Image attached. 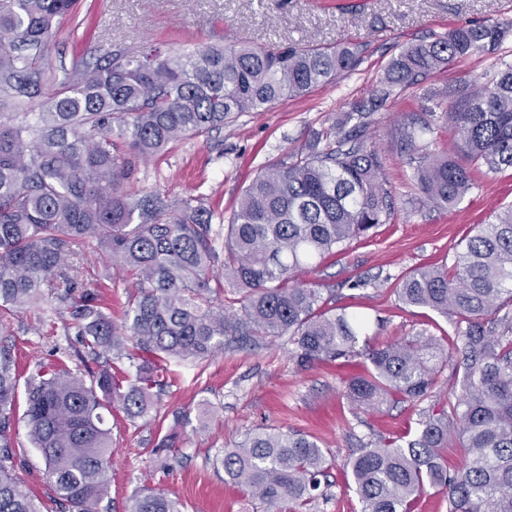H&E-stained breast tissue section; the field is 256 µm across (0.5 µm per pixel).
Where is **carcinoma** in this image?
<instances>
[{
  "instance_id": "1",
  "label": "carcinoma",
  "mask_w": 512,
  "mask_h": 512,
  "mask_svg": "<svg viewBox=\"0 0 512 512\" xmlns=\"http://www.w3.org/2000/svg\"><path fill=\"white\" fill-rule=\"evenodd\" d=\"M76 0H0V334L8 317L47 296L67 313L80 343L105 365L86 383L66 368L38 371L27 385L25 418L57 497L69 512H98L112 455L108 414L134 420L154 409L151 389L172 360H204L230 337H288L297 362L364 357L343 380L357 409L415 405L431 397L453 358L422 331L400 341L355 344L357 317L327 307L299 275L367 235L391 214L384 164L368 145L374 109L346 112L308 146L274 162L246 187L216 246L214 211L198 197L167 200L123 190L136 162L189 137L224 128L285 95L350 74L362 45L286 48L206 46L108 53L46 91L53 28ZM509 27L462 25L404 47L388 64L380 98L454 61L497 58L493 78L448 92L443 118L466 163L420 144L434 112L406 113L396 146L412 179L437 209L456 207L473 185L471 167L512 169V61L499 54ZM38 107L25 111L28 103ZM91 242L132 277L124 322L98 294L81 289L71 246ZM240 295L225 307L212 293ZM405 306L451 322L460 339L456 402L420 414L413 436L366 444L347 463L362 512H413L428 487L448 512H512V204L474 227L453 269L425 265L395 288ZM132 342L136 382L112 374ZM16 363L0 346V512H39L15 474ZM461 461L448 468V451ZM262 512H302L323 495L332 456L317 441L255 429L216 460ZM129 512H183L179 500L147 489Z\"/></svg>"
}]
</instances>
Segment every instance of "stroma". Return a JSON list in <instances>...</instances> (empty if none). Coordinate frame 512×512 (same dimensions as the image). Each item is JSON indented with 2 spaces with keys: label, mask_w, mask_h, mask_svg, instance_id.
Returning a JSON list of instances; mask_svg holds the SVG:
<instances>
[{
  "label": "stroma",
  "mask_w": 512,
  "mask_h": 512,
  "mask_svg": "<svg viewBox=\"0 0 512 512\" xmlns=\"http://www.w3.org/2000/svg\"><path fill=\"white\" fill-rule=\"evenodd\" d=\"M483 21L512 24V0H85L74 17L55 28L48 70L60 80L106 53L136 57L151 46L180 52L201 46L363 43L364 60L349 76L300 97H283L265 111L242 113L210 136L176 142L164 154L139 161L129 191L165 199L201 195L215 214L228 216L266 165L343 113L378 99L384 69L404 47ZM495 69L490 57L458 60L394 91L374 115L369 143L384 161L391 216L370 236L351 241L301 276L331 289L336 306L363 315L365 337L391 342L425 329L442 345L453 343L454 329L444 317L401 305L394 290L421 265H453L474 227L512 203V169L474 170V187L464 200L452 209H435L423 201L397 151L394 128L405 113L435 107L429 91L444 96L462 82L488 81ZM74 251L84 286L98 291L113 321L122 322L131 290L128 275L106 269L92 245L79 244ZM57 308L49 297L10 321L19 373L14 465L47 512H68L51 488L23 417L27 381L40 367L60 360L84 377L95 366ZM293 352L287 338H265L234 343L203 361L171 362L157 412L135 421L112 413L109 493L100 512H128L132 496L146 488L178 499L183 512H255L243 490L225 481L215 460L226 444L267 426L311 436L334 457L325 494L310 512H361L346 468L361 442L402 437L414 429L419 409L436 410L456 399L448 368L439 376L435 397L422 408L398 403L380 412L356 410L343 395L342 367L316 362L301 368ZM166 438L172 447H161Z\"/></svg>",
  "instance_id": "1"
}]
</instances>
